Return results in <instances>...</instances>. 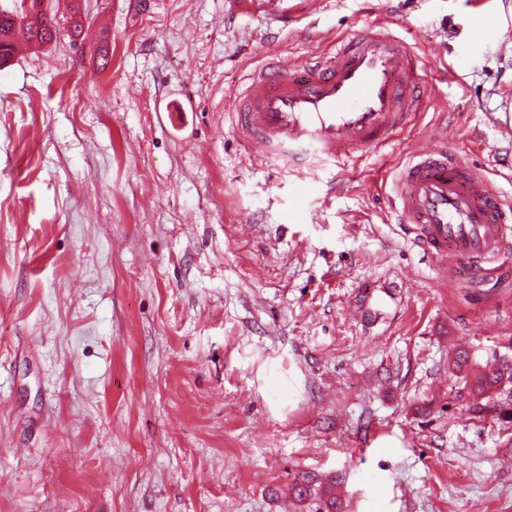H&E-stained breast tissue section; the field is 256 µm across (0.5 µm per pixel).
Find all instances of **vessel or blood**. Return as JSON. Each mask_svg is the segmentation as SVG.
I'll return each mask as SVG.
<instances>
[{"label": "vessel or blood", "mask_w": 512, "mask_h": 512, "mask_svg": "<svg viewBox=\"0 0 512 512\" xmlns=\"http://www.w3.org/2000/svg\"><path fill=\"white\" fill-rule=\"evenodd\" d=\"M389 22L356 30L324 62L291 78L273 63L252 80L237 119L260 149L290 160L333 163L346 145L384 146L416 117L424 93L403 38ZM447 132L399 173L393 202L413 227L415 246L461 279L503 275L512 252V204L489 194L482 169L462 162Z\"/></svg>", "instance_id": "obj_1"}]
</instances>
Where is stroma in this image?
<instances>
[{
	"mask_svg": "<svg viewBox=\"0 0 512 512\" xmlns=\"http://www.w3.org/2000/svg\"><path fill=\"white\" fill-rule=\"evenodd\" d=\"M54 9L0 70V512H306V473L342 475L344 512H512V382L448 373L512 360V279L443 277L386 184L446 127L512 198V0ZM379 17L417 126L352 172L250 148L252 77ZM379 278L400 290L358 322Z\"/></svg>",
	"mask_w": 512,
	"mask_h": 512,
	"instance_id": "1",
	"label": "stroma"
}]
</instances>
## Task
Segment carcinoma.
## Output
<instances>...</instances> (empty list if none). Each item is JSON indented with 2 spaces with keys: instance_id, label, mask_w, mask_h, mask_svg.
Returning a JSON list of instances; mask_svg holds the SVG:
<instances>
[{
  "instance_id": "obj_1",
  "label": "carcinoma",
  "mask_w": 512,
  "mask_h": 512,
  "mask_svg": "<svg viewBox=\"0 0 512 512\" xmlns=\"http://www.w3.org/2000/svg\"><path fill=\"white\" fill-rule=\"evenodd\" d=\"M23 31L28 40L39 46L51 43L57 38L59 29L56 16L48 15L45 9H34L33 13L24 10V0H11L0 4V69L9 65L15 50V36ZM512 376V365L505 363L490 372L474 375V393L483 394L499 385L505 377ZM312 479L304 477L295 483L292 489L294 498L300 502L312 503L313 512H339L335 488L336 481L331 479L318 487H311Z\"/></svg>"
}]
</instances>
